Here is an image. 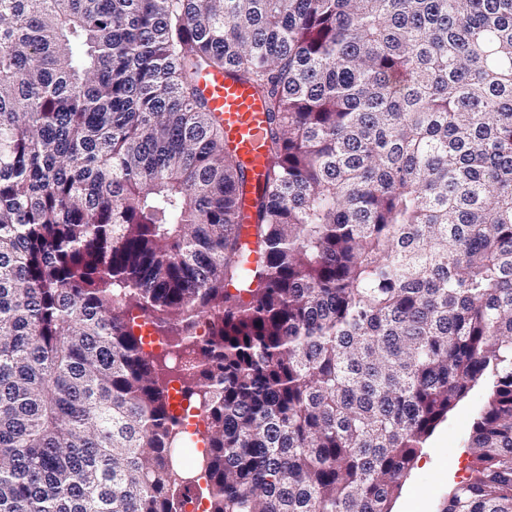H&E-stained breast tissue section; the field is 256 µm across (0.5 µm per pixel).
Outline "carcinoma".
<instances>
[{"label": "carcinoma", "mask_w": 512, "mask_h": 512, "mask_svg": "<svg viewBox=\"0 0 512 512\" xmlns=\"http://www.w3.org/2000/svg\"><path fill=\"white\" fill-rule=\"evenodd\" d=\"M482 381L444 512H512V0H0V512H391ZM198 86L211 110L223 120L225 142L236 150L250 184L256 185L266 166L260 137L266 120L262 100L249 85L226 77L224 72L203 73Z\"/></svg>", "instance_id": "obj_1"}]
</instances>
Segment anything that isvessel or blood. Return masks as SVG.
Wrapping results in <instances>:
<instances>
[{"instance_id": "vessel-or-blood-1", "label": "vessel or blood", "mask_w": 512, "mask_h": 512, "mask_svg": "<svg viewBox=\"0 0 512 512\" xmlns=\"http://www.w3.org/2000/svg\"><path fill=\"white\" fill-rule=\"evenodd\" d=\"M198 86L211 110L222 118L224 140L235 149L250 184H257L266 166L261 141V130L266 120L262 100L249 85L217 71L203 73Z\"/></svg>"}]
</instances>
